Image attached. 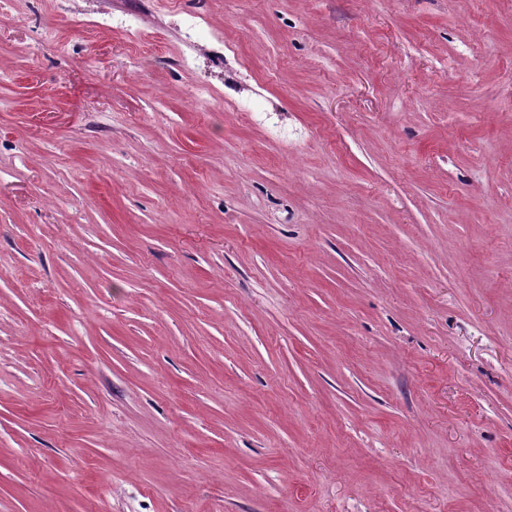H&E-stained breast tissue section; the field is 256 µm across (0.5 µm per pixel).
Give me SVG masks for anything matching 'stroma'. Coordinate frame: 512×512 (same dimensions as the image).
<instances>
[{
	"instance_id": "obj_1",
	"label": "stroma",
	"mask_w": 512,
	"mask_h": 512,
	"mask_svg": "<svg viewBox=\"0 0 512 512\" xmlns=\"http://www.w3.org/2000/svg\"><path fill=\"white\" fill-rule=\"evenodd\" d=\"M0 512H512V0H0Z\"/></svg>"
}]
</instances>
